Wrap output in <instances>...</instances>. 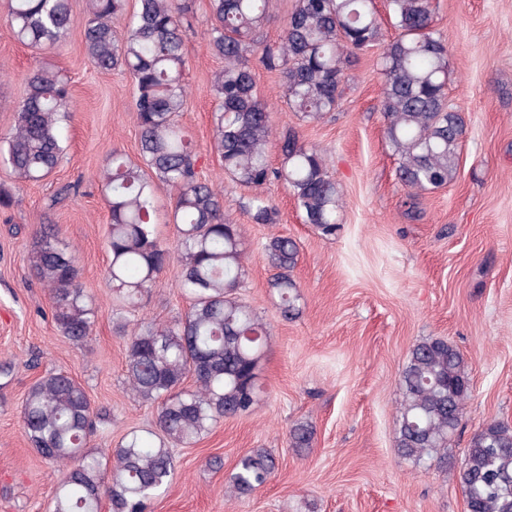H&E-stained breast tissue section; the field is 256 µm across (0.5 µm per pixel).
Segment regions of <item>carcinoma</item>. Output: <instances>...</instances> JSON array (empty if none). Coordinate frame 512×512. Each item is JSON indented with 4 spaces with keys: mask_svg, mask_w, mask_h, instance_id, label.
<instances>
[{
    "mask_svg": "<svg viewBox=\"0 0 512 512\" xmlns=\"http://www.w3.org/2000/svg\"><path fill=\"white\" fill-rule=\"evenodd\" d=\"M268 0H209L204 37L224 59L212 91L219 102L213 138L224 175L246 187L271 180L292 194L302 220L321 235L336 232L342 190L327 172L322 153L294 132L284 135L280 165L269 161L271 109L256 92L248 58L281 77V98L304 119L336 109L344 90V64L356 52L383 45L380 111L385 138L407 187L445 186L459 165L465 120L448 103V48L433 28L431 0H388L396 36L385 38L375 0H297L279 45L261 40ZM187 0H87L84 42L93 64L123 67L133 78V112L140 131V162L114 152L100 173L111 222L110 280L116 305L137 307L173 264L157 232L156 192L173 196L172 223L179 244L178 288L187 313L168 324L117 321L127 337L126 382L155 407V429L132 430L112 460L88 449L105 423L73 377L53 372L28 390L22 407L30 446L58 467L51 512H151L173 480L174 447L191 445L224 417L249 413L259 401V367L269 333L237 296L243 278L240 225L224 218L222 191L204 177L192 142L177 116L187 102L185 16ZM71 0H9L14 37L34 49L66 40ZM11 132L0 139V162L17 180L49 177L65 151L70 119L69 83L61 73L36 68L25 80ZM254 224L273 222L275 208L260 194L243 205ZM280 313L295 315L301 295L292 276L297 242L283 235L265 244ZM35 277L49 290L53 320L74 343L90 337L99 308L83 288L74 250L54 225L39 224L30 256ZM398 454L416 465L452 466L444 453L459 428L471 386L464 360L448 341L423 340L409 352L401 373ZM293 448H308L312 429L289 430ZM276 459L266 450L242 455L230 491L245 495L264 486ZM453 476L472 512H512V427L486 422L473 435Z\"/></svg>",
    "mask_w": 512,
    "mask_h": 512,
    "instance_id": "obj_1",
    "label": "carcinoma"
}]
</instances>
